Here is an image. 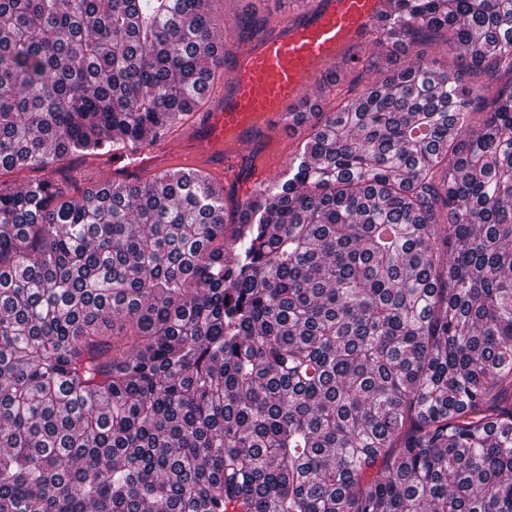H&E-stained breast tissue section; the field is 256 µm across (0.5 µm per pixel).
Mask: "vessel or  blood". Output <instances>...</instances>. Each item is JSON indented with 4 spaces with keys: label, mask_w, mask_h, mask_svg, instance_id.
Wrapping results in <instances>:
<instances>
[{
    "label": "vessel or blood",
    "mask_w": 512,
    "mask_h": 512,
    "mask_svg": "<svg viewBox=\"0 0 512 512\" xmlns=\"http://www.w3.org/2000/svg\"><path fill=\"white\" fill-rule=\"evenodd\" d=\"M387 5L388 0H321L316 10L250 45L225 41L224 57L236 62L234 89L206 114L202 142L211 163L223 168L225 180L238 182L242 195H250L254 183L241 178L246 164L238 140L259 128L287 129L306 85L341 53L370 39L375 17ZM150 153L133 145L113 158L135 168L148 165Z\"/></svg>",
    "instance_id": "vessel-or-blood-1"
}]
</instances>
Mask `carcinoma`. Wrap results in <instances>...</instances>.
<instances>
[{
    "label": "carcinoma",
    "instance_id": "1",
    "mask_svg": "<svg viewBox=\"0 0 512 512\" xmlns=\"http://www.w3.org/2000/svg\"><path fill=\"white\" fill-rule=\"evenodd\" d=\"M214 0H0V168L156 144ZM312 125L224 223L200 169L0 183V512H512V0ZM234 253L224 260V250Z\"/></svg>",
    "mask_w": 512,
    "mask_h": 512
}]
</instances>
